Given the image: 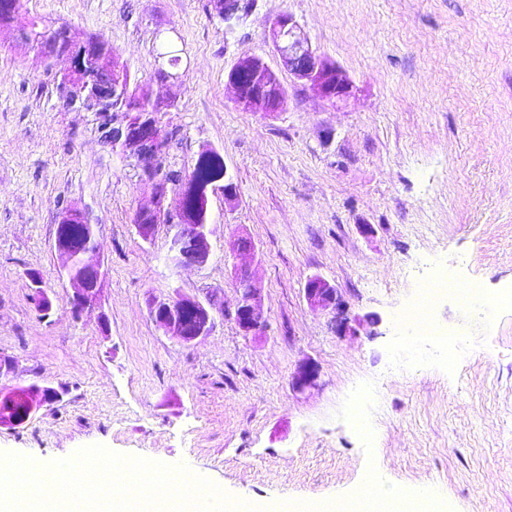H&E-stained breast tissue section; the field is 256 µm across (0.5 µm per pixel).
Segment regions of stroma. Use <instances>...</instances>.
Returning <instances> with one entry per match:
<instances>
[{
    "label": "stroma",
    "mask_w": 512,
    "mask_h": 512,
    "mask_svg": "<svg viewBox=\"0 0 512 512\" xmlns=\"http://www.w3.org/2000/svg\"><path fill=\"white\" fill-rule=\"evenodd\" d=\"M208 0H21L20 22L110 43L132 80L170 98L166 170L219 152L236 195L209 192L211 255L169 259L166 225L143 241L149 195L133 159L104 142L97 113L66 108L65 60L0 35V388L61 394L24 427H0V457L43 465L100 445L185 466L235 499L320 504L354 496L369 471L451 512H512V0H252L224 23ZM292 14L355 94L333 106L295 84L271 21ZM177 55L174 77L158 68ZM261 56L288 90L269 117L237 107L228 71ZM98 226L107 273L91 313L53 249L63 209ZM256 247L268 330L229 315L231 243ZM52 301L37 309L29 271ZM479 281L491 303L448 296L436 322L452 352L397 329L420 285ZM315 276L338 291L355 335L311 309ZM215 301V327L183 344L148 310L154 296ZM316 386L294 391L303 361ZM372 401H358L359 390ZM361 414L367 429L353 421Z\"/></svg>",
    "instance_id": "35a3bbf8"
}]
</instances>
